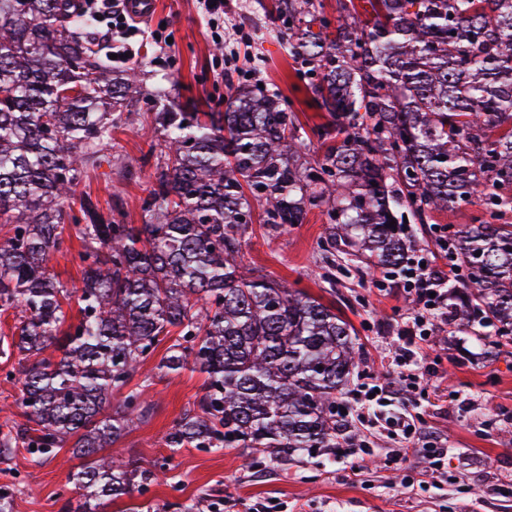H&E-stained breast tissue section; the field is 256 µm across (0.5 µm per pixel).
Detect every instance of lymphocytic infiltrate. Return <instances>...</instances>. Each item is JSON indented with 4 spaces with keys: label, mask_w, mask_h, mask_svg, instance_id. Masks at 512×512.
Instances as JSON below:
<instances>
[{
    "label": "lymphocytic infiltrate",
    "mask_w": 512,
    "mask_h": 512,
    "mask_svg": "<svg viewBox=\"0 0 512 512\" xmlns=\"http://www.w3.org/2000/svg\"><path fill=\"white\" fill-rule=\"evenodd\" d=\"M75 2L78 11L94 13L105 21L106 39L112 45L117 63H128L132 57L129 41L136 36L137 29L129 22L126 0ZM391 276L413 295L416 309L403 317L389 349L391 363L398 371L397 383L381 382L374 373L365 371L358 374L349 389L345 402L360 411L385 406L404 393H425L422 346L448 325V288L456 281L458 272L453 266L439 264L436 256L413 254ZM421 423L419 414L410 412L387 418L388 433L400 439L392 460L400 462L410 451L422 449L430 460L431 476L436 479L443 475L448 450L440 440L421 442Z\"/></svg>",
    "instance_id": "lymphocytic-infiltrate-1"
}]
</instances>
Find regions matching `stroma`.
Segmentation results:
<instances>
[{"label":"stroma","mask_w":512,"mask_h":512,"mask_svg":"<svg viewBox=\"0 0 512 512\" xmlns=\"http://www.w3.org/2000/svg\"><path fill=\"white\" fill-rule=\"evenodd\" d=\"M209 17L200 0H158L155 15L142 21V36L132 41L135 57L149 88H169L176 101H194L220 112L224 100L239 86L263 85L266 93L291 97L304 129L325 122L326 115L292 92L298 82L295 63L284 43L270 38L276 27L274 0H224L226 41L210 37ZM166 25L173 44L159 47L150 35ZM239 68L238 76H219L221 61ZM155 130L145 102L124 113L106 153L108 164L88 168L79 190L97 198L101 207L117 206L131 224L141 223V201L155 182V167L144 159L146 142ZM487 213L481 200L434 213L431 223L411 225L416 237L432 238L433 225L478 224ZM325 208L309 211L304 223L272 228L255 223L242 238L241 253L248 267L290 288H302L334 306L356 329L363 369L394 379L386 353L396 324L414 307L411 297L392 284L385 292L371 286L378 270L369 261L325 259ZM488 330L472 323L449 325L423 350L431 368L422 412L432 433L447 440V480L427 481L429 460L416 453L407 462H388L393 443L380 435L377 424L345 426L346 439L370 438L372 454L359 473L351 471V456L331 454L289 465L287 470L248 464L245 449L213 452L187 447L171 456L163 480L142 493H132L100 505L99 512H183L197 498H206L209 512H512V346L488 351L482 342ZM158 347L132 380L140 385L151 377L146 398L150 419L129 431L118 446L127 459L148 463L169 456L164 437L181 414L202 394L205 376L187 368L178 373L156 370L165 356ZM143 385V384H142ZM469 398L467 406L449 401L450 392ZM70 449L34 464L25 450L0 463V487L13 496V512H60L71 492L68 473L78 466Z\"/></svg>","instance_id":"35a3bbf8"}]
</instances>
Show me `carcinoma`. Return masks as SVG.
<instances>
[{
	"label": "carcinoma",
	"instance_id": "carcinoma-1",
	"mask_svg": "<svg viewBox=\"0 0 512 512\" xmlns=\"http://www.w3.org/2000/svg\"><path fill=\"white\" fill-rule=\"evenodd\" d=\"M275 12L288 19L275 37L328 116L312 128L323 160L295 159L303 127L286 97L238 88L224 111L197 112L156 91L155 182L135 225L76 191L140 70L113 71L95 20L70 0H0V312L16 313L0 357H17L24 418L0 426V459L72 449L83 503L60 512H97L165 474L167 462L145 467L112 446L149 416L129 384L170 339L157 370L206 375L166 435L171 454L247 448L286 469L336 450L359 344L334 308L243 266L257 206L281 228L326 204L328 240L347 260L396 268L421 246L401 237L404 217L426 224L484 198L488 220L446 228L448 261L462 319L512 344V0H336L333 32L323 0H276ZM74 239L83 272L69 289L49 261Z\"/></svg>",
	"mask_w": 512,
	"mask_h": 512
}]
</instances>
